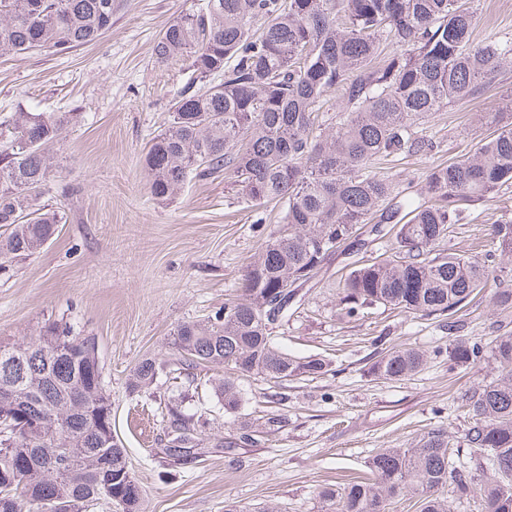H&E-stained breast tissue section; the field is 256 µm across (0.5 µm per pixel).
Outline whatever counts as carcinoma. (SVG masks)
Instances as JSON below:
<instances>
[{"label": "carcinoma", "instance_id": "1", "mask_svg": "<svg viewBox=\"0 0 512 512\" xmlns=\"http://www.w3.org/2000/svg\"><path fill=\"white\" fill-rule=\"evenodd\" d=\"M476 0H205L173 19L155 46L161 63L190 59L192 77L171 107L168 127L145 157L151 193L173 199L190 175L229 173L249 207L283 206V234L259 248L241 297L206 322L183 323L171 344L173 365L190 376L202 364L224 366L219 396L239 407L237 381L258 376L282 385L328 372L318 356H294L271 337L263 304L284 312L296 286L363 224L397 226L393 247L352 267L337 285L346 317L376 306L453 317L488 285L490 301L512 310V218L492 225L484 256L437 251L464 211L512 186V92L481 113L494 131L476 151L429 169L410 197L377 161L428 153L419 125L434 112L476 99L512 65V37L475 45ZM114 0H0V56L45 49L57 54L96 42L112 28ZM335 93L338 102L329 103ZM76 112L0 115V275L39 252L62 223L57 210L31 209L57 171L54 147ZM498 377L464 398L471 419L463 459L436 430L410 448H380L371 478L321 491L326 512H388L415 497L420 512H450L444 491L473 486L484 512H512V334L491 340ZM450 361L475 362L478 343L453 345ZM426 364L413 347L379 351L369 375L394 381ZM161 363L144 358L127 390L141 392ZM180 448L173 470L200 448L208 422L173 405L162 414ZM38 419L42 426L32 427ZM13 512H88L101 501L143 512L125 449L112 436V401L90 339L64 320H47L28 341L0 342V501Z\"/></svg>", "mask_w": 512, "mask_h": 512}]
</instances>
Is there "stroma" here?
I'll return each mask as SVG.
<instances>
[{"label": "stroma", "instance_id": "obj_1", "mask_svg": "<svg viewBox=\"0 0 512 512\" xmlns=\"http://www.w3.org/2000/svg\"><path fill=\"white\" fill-rule=\"evenodd\" d=\"M202 0H117L111 29L97 42L66 54L31 51L0 56V113L24 107L77 112L80 122L56 147L60 175L35 200L65 211L54 239L0 276V341L29 339L45 320L65 317L95 342L112 400V432L125 448L144 497L145 512H324V487L366 474L378 448H406L432 430L464 445L470 418L461 398L474 384L497 376L488 349L511 332L488 299L462 311L460 329L441 317H413L384 307L362 319L339 315L336 282L348 258L326 261L304 284L274 341L295 356L317 355L329 372L282 387L252 376L239 382L241 405L225 411L214 389L224 368L199 367L195 380L175 377L166 364L175 328L206 318L237 297L246 268L262 243L283 228L281 207L239 203L228 176L190 179L180 195L154 200L144 172L151 138L190 76L188 58L159 63L163 29ZM474 42L512 36V0H480ZM512 89V68L484 96L462 100L424 122L436 153L395 162L407 194L419 195L429 167L472 154L487 127L475 113ZM512 213V189L469 211L440 244L474 252L501 212ZM428 353L426 366L401 381L373 379L367 369L377 337ZM459 339L484 345L475 363L449 368L436 349ZM146 357L164 360L155 383L132 396L126 382ZM181 401L184 412L204 413L222 451L174 471L155 455L167 429L160 401ZM252 423L250 444L237 443L239 419Z\"/></svg>", "mask_w": 512, "mask_h": 512}]
</instances>
